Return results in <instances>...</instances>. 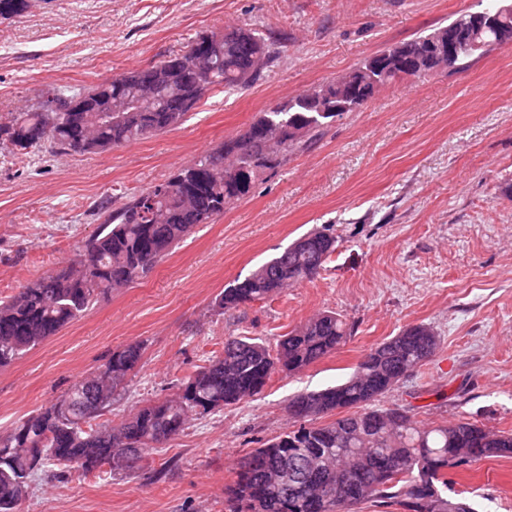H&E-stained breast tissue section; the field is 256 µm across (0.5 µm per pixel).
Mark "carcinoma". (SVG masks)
Returning a JSON list of instances; mask_svg holds the SVG:
<instances>
[{"mask_svg": "<svg viewBox=\"0 0 512 512\" xmlns=\"http://www.w3.org/2000/svg\"><path fill=\"white\" fill-rule=\"evenodd\" d=\"M31 0H0V20L25 13ZM487 15L501 24L464 37L451 65L512 41V12L490 4ZM211 66L199 88L173 56L151 67L118 74L84 93L55 94L65 112L12 114L0 124V140L29 154L49 140L64 152L93 143L100 150L157 135L182 124L216 88L231 93L251 86L274 61L272 43L251 28H233L219 42L203 34L190 42ZM402 55L430 52L429 35L401 45ZM180 85L173 97L163 85L133 112L107 124L98 112H77L84 100L98 105L131 93V83L155 84V70ZM422 74L401 60L389 69H353L347 84L328 81L316 88L315 103L301 94L279 111L262 112L239 136L224 141L165 181L149 186L112 212L83 244L77 258L0 300V366L8 365L82 317L101 297L144 279L198 224L224 214L227 204L244 198L267 171L280 167L288 151L306 135L342 116L336 103L351 96L363 107L381 87ZM160 187L164 220L147 217L150 198ZM336 249V237L323 228L235 279L216 297L219 309L236 311L313 279ZM351 336L334 311H322L282 336L277 350L239 336L224 341L222 352L185 380L169 398L147 402L118 424L107 418L118 389L141 362L144 345L112 352L92 375L38 411L21 418L0 436V512H16L39 476L74 469L84 476L106 475L143 460L157 445L184 431L190 421L259 395L276 372L300 373L334 353ZM439 337L425 324L408 326L378 344L344 382L304 392L288 404L292 424L252 450L227 492L225 512H353L374 502L402 512H476L466 498L448 497V470H468L482 460L512 458V433L494 431L468 419L423 424L409 409L381 407V399L421 368L437 351ZM329 421H324V418Z\"/></svg>", "mask_w": 512, "mask_h": 512, "instance_id": "obj_1", "label": "carcinoma"}]
</instances>
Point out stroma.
Instances as JSON below:
<instances>
[{"mask_svg":"<svg viewBox=\"0 0 512 512\" xmlns=\"http://www.w3.org/2000/svg\"><path fill=\"white\" fill-rule=\"evenodd\" d=\"M487 0H33L0 22V123L42 91L87 89L180 53L198 35L262 31L278 57L232 94L215 89L183 124L102 153L23 155L0 141V298L66 266L112 210L261 112L448 25ZM336 249L312 281L232 313L216 296L312 229ZM324 310L352 329L334 354L260 395L191 421L148 463L114 477L46 474L18 512H224L239 459L289 425L288 402L343 382L372 347L413 324L435 356L383 399L423 422L467 418L512 431V43L459 72L381 88L312 132L277 173L189 236L148 277L99 300L57 336L0 367V435L113 351L141 366L112 407L170 397L231 336L276 345ZM448 494L512 512V459L454 471Z\"/></svg>","mask_w":512,"mask_h":512,"instance_id":"stroma-1","label":"stroma"}]
</instances>
